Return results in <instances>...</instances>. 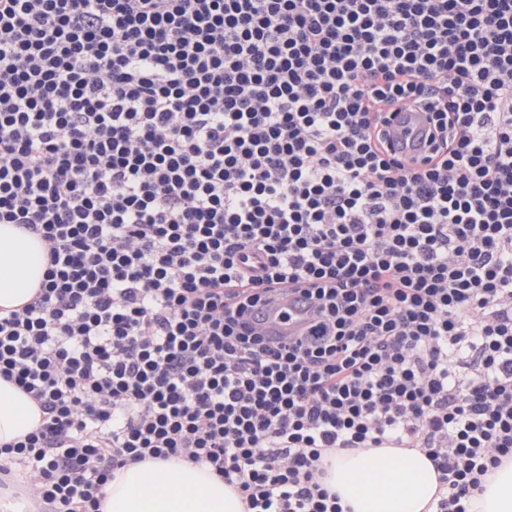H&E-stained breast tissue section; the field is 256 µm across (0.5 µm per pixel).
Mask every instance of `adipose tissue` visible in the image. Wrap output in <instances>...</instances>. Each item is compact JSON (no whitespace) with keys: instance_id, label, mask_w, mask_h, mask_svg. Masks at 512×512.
Returning <instances> with one entry per match:
<instances>
[{"instance_id":"1","label":"adipose tissue","mask_w":512,"mask_h":512,"mask_svg":"<svg viewBox=\"0 0 512 512\" xmlns=\"http://www.w3.org/2000/svg\"><path fill=\"white\" fill-rule=\"evenodd\" d=\"M40 238L0 224V308L29 303L45 278ZM40 407L0 379V446L39 427ZM354 512H437L439 474L419 450L371 448L336 455L327 479ZM100 512H244L240 495L205 468L165 461L115 471ZM473 512H512V461L495 470Z\"/></svg>"}]
</instances>
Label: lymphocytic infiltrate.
<instances>
[{
	"mask_svg": "<svg viewBox=\"0 0 512 512\" xmlns=\"http://www.w3.org/2000/svg\"><path fill=\"white\" fill-rule=\"evenodd\" d=\"M0 224L48 260L0 311L40 512L148 459L343 512L323 459L369 448L468 512L512 456V0H0ZM291 304L288 306V300L285 301L278 309H276L270 318V331L273 334H280L274 336H288V333L294 332L303 323V313L301 311L295 312L291 320L284 321L281 318L282 313L288 307L291 309Z\"/></svg>",
	"mask_w": 512,
	"mask_h": 512,
	"instance_id": "f902f5d3",
	"label": "lymphocytic infiltrate"
}]
</instances>
